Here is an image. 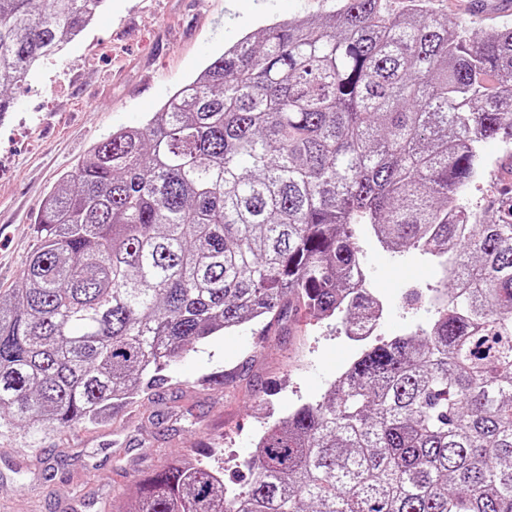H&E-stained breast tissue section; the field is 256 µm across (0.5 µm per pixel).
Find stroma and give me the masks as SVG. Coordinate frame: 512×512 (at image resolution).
<instances>
[{
    "label": "stroma",
    "instance_id": "obj_1",
    "mask_svg": "<svg viewBox=\"0 0 512 512\" xmlns=\"http://www.w3.org/2000/svg\"><path fill=\"white\" fill-rule=\"evenodd\" d=\"M339 0H108L107 9L64 52L10 91L0 121V290L22 285L38 241L35 220L45 196L58 188L89 146L146 116L213 57L243 35L291 17L315 20ZM430 9L478 33L512 21L503 0H429ZM488 167L465 201L493 216L512 182L504 180V148L483 146ZM368 288L390 303L383 337L423 326L424 309L407 308L406 281L432 298L435 259L384 251L361 238ZM353 351L343 334L310 312L284 327L249 323L196 344L173 358L165 386L149 401H131L94 425L45 435L25 447L0 437V512H123L146 473L178 458L233 470L247 459L251 439L269 418L320 398L338 365ZM122 453L124 476L113 470Z\"/></svg>",
    "mask_w": 512,
    "mask_h": 512
}]
</instances>
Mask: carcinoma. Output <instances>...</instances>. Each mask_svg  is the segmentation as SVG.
<instances>
[{"instance_id":"cac0c4a2","label":"carcinoma","mask_w":512,"mask_h":512,"mask_svg":"<svg viewBox=\"0 0 512 512\" xmlns=\"http://www.w3.org/2000/svg\"><path fill=\"white\" fill-rule=\"evenodd\" d=\"M105 0H0L7 90ZM512 146V23L476 37L413 0H341L246 34L50 192L22 287L0 293V435L95 422L192 344L305 309L376 320L367 231L448 259L413 336L366 337L341 387L265 427L237 486L170 463L126 512H512V197L460 204Z\"/></svg>"}]
</instances>
